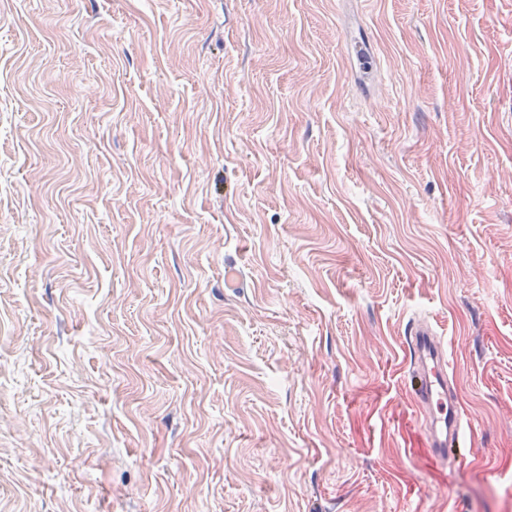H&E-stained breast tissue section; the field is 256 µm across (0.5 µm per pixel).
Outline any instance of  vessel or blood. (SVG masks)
<instances>
[{
	"label": "vessel or blood",
	"instance_id": "vessel-or-blood-1",
	"mask_svg": "<svg viewBox=\"0 0 512 512\" xmlns=\"http://www.w3.org/2000/svg\"><path fill=\"white\" fill-rule=\"evenodd\" d=\"M414 368L407 390L422 418L426 446L433 458L446 461L462 445V409L456 387L448 378L441 341L429 321L409 331Z\"/></svg>",
	"mask_w": 512,
	"mask_h": 512
}]
</instances>
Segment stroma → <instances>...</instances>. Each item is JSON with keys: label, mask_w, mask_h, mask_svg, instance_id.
Segmentation results:
<instances>
[{"label": "stroma", "mask_w": 512, "mask_h": 512, "mask_svg": "<svg viewBox=\"0 0 512 512\" xmlns=\"http://www.w3.org/2000/svg\"><path fill=\"white\" fill-rule=\"evenodd\" d=\"M0 512H512V0H0ZM414 369L407 391L422 418L426 446L440 462L462 445V409L456 387L448 378L447 360L432 324L425 320L409 331Z\"/></svg>", "instance_id": "35a3bbf8"}]
</instances>
